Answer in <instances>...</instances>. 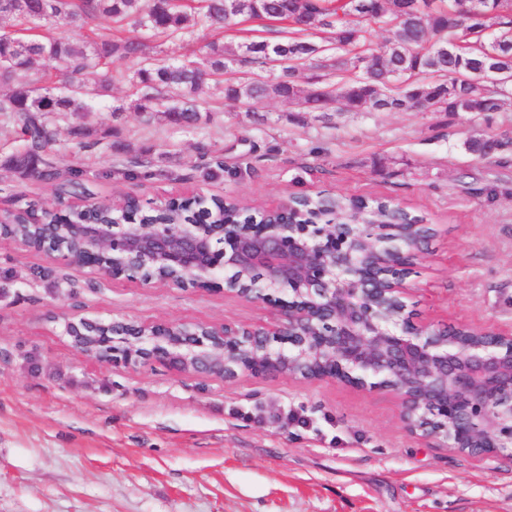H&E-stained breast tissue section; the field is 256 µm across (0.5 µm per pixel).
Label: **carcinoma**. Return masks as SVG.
Returning a JSON list of instances; mask_svg holds the SVG:
<instances>
[{"mask_svg": "<svg viewBox=\"0 0 512 512\" xmlns=\"http://www.w3.org/2000/svg\"><path fill=\"white\" fill-rule=\"evenodd\" d=\"M413 0H11L5 16L14 20L0 29V116L23 142L3 165L22 178L54 182L67 176L81 185L80 173L60 172L48 159L55 141L50 116L82 112L83 100L103 96L115 81L130 86V108L170 125L196 128L211 111L196 99L207 81L222 99L252 105L285 99L299 112H316L324 99L341 112L365 108L385 112L379 104L395 95L401 112L487 113L501 110L512 78V0H479L464 15L460 0H423V8L407 9ZM313 19L306 31L297 17ZM104 19L109 32L79 38L44 30L62 23L91 29ZM248 20L278 21L288 26L285 40L246 39L228 45L217 38L207 45L202 64L158 58L146 39L180 40L201 22L217 29ZM382 23L389 37L375 56L371 74L361 59L371 54L368 25ZM134 60L133 71H112L120 60ZM44 60L59 66L69 82L61 89L43 85L33 71ZM312 70L303 87L302 69ZM512 145L505 135L489 140L471 136L465 149L485 160Z\"/></svg>", "mask_w": 512, "mask_h": 512, "instance_id": "carcinoma-1", "label": "carcinoma"}]
</instances>
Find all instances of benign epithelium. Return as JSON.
I'll list each match as a JSON object with an SVG mask.
<instances>
[{"label": "benign epithelium", "instance_id": "benign-epithelium-1", "mask_svg": "<svg viewBox=\"0 0 512 512\" xmlns=\"http://www.w3.org/2000/svg\"><path fill=\"white\" fill-rule=\"evenodd\" d=\"M277 224H142L124 202L105 220L42 224L22 246L109 277L224 291L266 301L286 289L281 320L239 329L230 323L65 324L74 348L106 365L148 361L183 376L240 373L378 385L398 400L406 427L476 457L512 454V328L453 336L413 320L404 298L409 268L423 255L406 226L386 237L370 224H311L290 200L269 207Z\"/></svg>", "mask_w": 512, "mask_h": 512}]
</instances>
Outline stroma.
I'll return each mask as SVG.
<instances>
[{
	"label": "stroma",
	"mask_w": 512,
	"mask_h": 512,
	"mask_svg": "<svg viewBox=\"0 0 512 512\" xmlns=\"http://www.w3.org/2000/svg\"><path fill=\"white\" fill-rule=\"evenodd\" d=\"M214 36L200 24L149 49L196 61ZM197 98L213 107L210 122L173 127L113 115L129 101L128 85L114 83L55 123L51 158L79 170L99 204L133 196L148 209L195 192L256 205L319 191L391 200L434 230L409 278V310L442 326L512 327V161L464 147L512 130V97L480 115L299 113L282 100L251 112L209 83ZM31 199L52 208L74 196L0 166V213ZM280 315L274 302L108 279L0 239V512H512V458L410 433L385 390L109 366L64 333L81 316L254 327Z\"/></svg>",
	"instance_id": "1"
}]
</instances>
